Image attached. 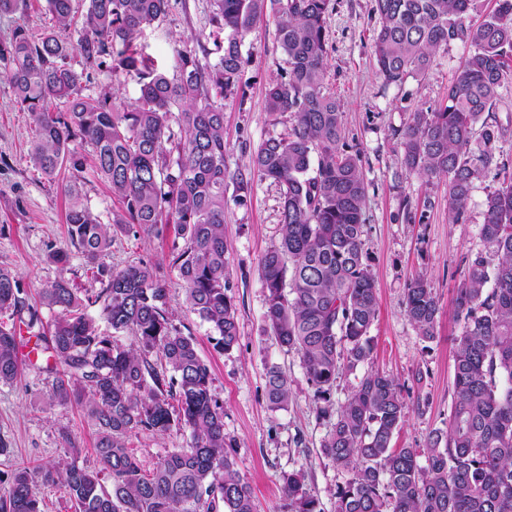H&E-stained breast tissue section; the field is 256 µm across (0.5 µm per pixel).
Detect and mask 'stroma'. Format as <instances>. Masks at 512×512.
Instances as JSON below:
<instances>
[{"label":"stroma","instance_id":"obj_1","mask_svg":"<svg viewBox=\"0 0 512 512\" xmlns=\"http://www.w3.org/2000/svg\"><path fill=\"white\" fill-rule=\"evenodd\" d=\"M211 0H174L165 21L147 32L145 42L158 68L173 74L175 49L206 43L211 29ZM380 27L374 0H331L327 17L328 58L325 87L340 101L347 142L358 151L367 184L363 206L364 250L378 294V315L371 327L374 350L364 369L340 372L328 404L337 413L364 371L385 373L398 383L407 404L405 422L395 434L396 448H421L430 432L446 429L454 404L453 349L462 332L454 288L468 257L485 251L480 235L485 201L496 184L476 182L468 219L448 221V180L408 173L395 132L410 123L418 108L443 103L454 71L469 48L453 41L441 48L426 76L389 84L376 70L373 38ZM288 70L276 39V22L267 15L246 34L238 84L224 99L225 158L230 175L249 173L251 155L286 122L266 109L268 85ZM35 127L14 102L7 82H0V266L17 276L23 295L37 306L45 331L55 313L39 303L41 288L59 277L91 292L101 284L85 270L83 258L71 253L67 268L50 255L69 250L65 215L67 176L48 181L33 167L29 154ZM227 183L224 239L229 261V294L237 308L239 340L228 352L216 348L208 323L193 313L170 261L173 231L115 236L102 262L120 269L141 261L159 266L168 293L173 324L193 336L210 370L211 388L224 407V436L234 450L237 469L253 492L256 512H281L280 475L303 470L306 486L324 512H334L333 493L346 475L320 453L330 423L319 417L320 401L308 385L299 354L285 352L264 322L266 290L261 259L280 238V190L269 180L255 181L247 204L234 201ZM426 274L439 302L437 336L422 340L405 313V295L417 274ZM278 364L287 373L291 396L284 410L270 409L265 372ZM45 358L26 363L17 382L0 384V440L10 452L0 455V473L59 460L65 440L81 448V459L96 467L95 430L77 405L47 402L50 378ZM186 444L182 432L160 436L148 431L130 437L144 467L158 456Z\"/></svg>","mask_w":512,"mask_h":512}]
</instances>
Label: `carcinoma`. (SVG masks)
<instances>
[{
	"instance_id": "cac0c4a2",
	"label": "carcinoma",
	"mask_w": 512,
	"mask_h": 512,
	"mask_svg": "<svg viewBox=\"0 0 512 512\" xmlns=\"http://www.w3.org/2000/svg\"><path fill=\"white\" fill-rule=\"evenodd\" d=\"M74 2L46 0L52 26L36 34L19 24L0 41V81L36 127L33 166L51 182L65 170L73 177L65 187L68 239L102 288L83 294L62 276L41 289L42 303L57 316L36 339L54 360L46 366L50 403L82 407L111 487L80 462L64 433L63 460L0 475V512H42L38 483L65 488L76 512H216L219 503L224 512H255L224 437V407L209 369L194 338L169 318L158 267L111 269L101 258L119 232L173 226L184 245L171 266L190 309L211 325L216 347L237 345V309L227 294L223 101L239 82L245 35L270 12L288 72L269 87L266 106L288 126L258 145L249 176L235 178L234 196L245 204L256 178L281 190V238L261 260L264 318L276 342L301 355L307 383L324 402L342 370L370 360L378 297L364 251L367 185L359 155L348 150L340 105L324 92L331 0H212L217 59L204 63L179 48L171 77L155 68L142 43L171 0H87L79 21ZM472 2L375 0L381 26L374 56L385 82L426 74L452 41L470 48L446 103L417 110L398 133L405 169L448 179L453 224L467 221L474 182L490 177L497 186L481 225L488 251L468 260L455 288L464 326L448 430L431 433L423 448H392L406 403L394 379L365 372L321 443V455L347 473L333 493L335 512H512V162L501 154L507 130L484 117L508 82L512 0H497L478 24L468 22ZM75 54L80 73L70 64ZM102 68L134 82V102L122 105L110 90L82 95L83 72ZM88 159L118 198L110 224L93 213L75 180ZM100 301L108 327L133 344L115 343L88 314ZM24 312L30 329L37 310L21 296L16 275L0 267V315L10 319L0 322L1 384L22 371L17 321ZM405 312L422 339L435 338L439 304L425 275L407 288ZM153 353L164 364L152 361ZM266 396L273 410L288 406L290 382L276 364L266 367ZM175 429L188 434L186 446L144 469L128 447L132 433ZM281 482L286 512H324L303 470L282 473Z\"/></svg>"
}]
</instances>
